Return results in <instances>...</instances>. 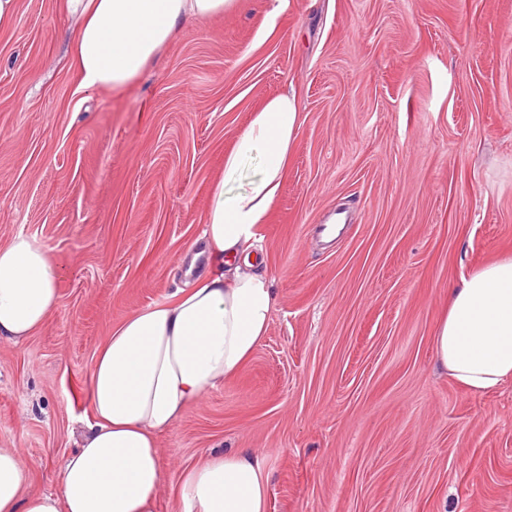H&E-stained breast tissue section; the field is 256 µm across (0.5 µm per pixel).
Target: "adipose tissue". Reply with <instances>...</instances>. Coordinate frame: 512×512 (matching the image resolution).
<instances>
[{"mask_svg":"<svg viewBox=\"0 0 512 512\" xmlns=\"http://www.w3.org/2000/svg\"><path fill=\"white\" fill-rule=\"evenodd\" d=\"M238 0H63L77 20L72 65L83 85L135 80L188 18L207 19ZM301 114L293 97L253 114L210 195L198 276L173 298L115 326L90 375V415L79 448L60 466L59 493H28L34 464L0 448V512H155L157 437L217 384L238 375L266 336L275 305L268 276L254 272L259 227L279 194ZM260 167L245 173L252 161ZM247 189H238L240 181ZM60 273L36 238L0 245V338L21 342L59 304ZM435 359L468 393L512 382V257L485 263L450 289L433 338ZM268 477L249 448L213 455L180 478L179 512H267Z\"/></svg>","mask_w":512,"mask_h":512,"instance_id":"ef3b65f1","label":"adipose tissue"}]
</instances>
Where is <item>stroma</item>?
<instances>
[{
    "label": "stroma",
    "mask_w": 512,
    "mask_h": 512,
    "mask_svg": "<svg viewBox=\"0 0 512 512\" xmlns=\"http://www.w3.org/2000/svg\"><path fill=\"white\" fill-rule=\"evenodd\" d=\"M75 26L62 0L0 26V244L33 236L60 272L46 326L0 341V448L36 460L30 491L59 490L97 351L182 287L225 154L288 92L270 327L159 435L156 512L238 448L264 458L267 512H512V383L471 395L432 345L449 288L512 255V0H243L112 89L81 86Z\"/></svg>",
    "instance_id": "1"
}]
</instances>
